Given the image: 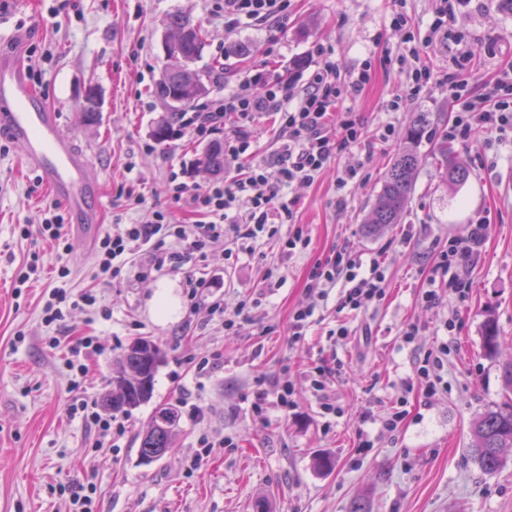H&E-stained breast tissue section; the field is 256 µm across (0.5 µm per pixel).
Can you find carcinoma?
Wrapping results in <instances>:
<instances>
[{"mask_svg": "<svg viewBox=\"0 0 512 512\" xmlns=\"http://www.w3.org/2000/svg\"><path fill=\"white\" fill-rule=\"evenodd\" d=\"M170 38H182L181 50L186 63L176 69L167 70L156 83L154 92L164 100L175 117L195 107V102L208 92L206 72L192 69L189 64L200 58L205 47L201 30L189 17L173 15L169 18ZM84 120L89 124L99 121L96 96L89 92L81 105ZM174 129L169 120L159 121L152 131L157 144L164 145L173 139ZM432 144L431 158L441 177L450 183L463 182L467 171L457 156L448 148V134L430 128L427 116L419 114L408 126L405 146L395 155L384 174L382 187L376 195L363 223L376 232L402 221L405 204L413 193L422 163L419 146L423 139ZM200 164L213 175L224 171V143L215 142L205 151ZM483 340L486 350L495 352L498 332L492 316H486L483 324ZM152 340L140 337L124 349L113 369L112 395L106 402L112 403V411L129 415L148 402L153 395L154 377L163 361L162 352H157L153 366H145L146 348L143 344ZM178 418L177 410L171 406L156 408L149 428L140 434V457L154 461L172 449L173 427ZM471 458L488 474L497 472L512 458V397L484 411L471 430V445L467 449Z\"/></svg>", "mask_w": 512, "mask_h": 512, "instance_id": "carcinoma-1", "label": "carcinoma"}]
</instances>
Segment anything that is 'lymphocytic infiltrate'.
<instances>
[{
	"label": "lymphocytic infiltrate",
	"instance_id": "1",
	"mask_svg": "<svg viewBox=\"0 0 512 512\" xmlns=\"http://www.w3.org/2000/svg\"><path fill=\"white\" fill-rule=\"evenodd\" d=\"M224 28H267L288 18L290 0H214ZM434 17L428 37L416 39L409 53L415 61L407 70L399 89L400 96L425 95L439 78L425 64L422 55L432 34L448 28L455 19L459 0H435ZM314 52L323 64L307 82L295 85L276 80L262 81L260 75L243 78L225 92L217 106L196 112L190 122L199 135L206 136L220 125L224 134V158L229 162L248 160L229 183L216 184L205 192L192 191L177 176H170L168 192L174 200L202 215L197 224H169L163 212L154 221L113 224L97 240L95 260L101 274L118 277L122 270L136 268L158 271L164 266H192L205 260L207 249H223L226 255H254L259 239L278 241L286 254L305 250L309 241L302 231L281 235L283 225L293 223L296 197L293 186L314 182L331 160L366 140L363 118L353 112L349 102L364 89L367 72L355 79L342 78L335 61L326 58L322 47ZM448 99L455 108L448 127L449 140L467 144L483 137L486 147H494L497 137L512 129V72L506 71L488 85L484 93L473 95L464 89L455 75H448ZM261 114L278 118V146L263 158H256L250 123ZM484 222H476L466 239L449 242L435 256L433 274L447 278L448 293L465 299L467 279L460 273L481 254L485 237ZM140 261H133V253ZM386 267L377 258L363 260L361 254L343 246L325 263L310 272L305 284V299L288 317V334L300 341L314 321L318 302L338 290L339 310L358 315L375 308L386 296ZM71 418L94 427L97 447L112 445L113 434L124 429L117 419L102 418L94 401L79 398L68 409Z\"/></svg>",
	"mask_w": 512,
	"mask_h": 512
}]
</instances>
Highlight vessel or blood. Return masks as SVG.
Listing matches in <instances>:
<instances>
[{
    "mask_svg": "<svg viewBox=\"0 0 512 512\" xmlns=\"http://www.w3.org/2000/svg\"><path fill=\"white\" fill-rule=\"evenodd\" d=\"M56 116V102L32 89L14 59L0 57V119L8 123L21 161L41 172L47 190L65 206L81 235L90 237L99 229V184Z\"/></svg>",
    "mask_w": 512,
    "mask_h": 512,
    "instance_id": "1",
    "label": "vessel or blood"
}]
</instances>
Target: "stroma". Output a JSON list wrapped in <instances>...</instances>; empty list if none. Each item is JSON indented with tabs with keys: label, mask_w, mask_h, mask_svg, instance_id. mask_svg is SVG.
<instances>
[{
	"label": "stroma",
	"mask_w": 512,
	"mask_h": 512,
	"mask_svg": "<svg viewBox=\"0 0 512 512\" xmlns=\"http://www.w3.org/2000/svg\"><path fill=\"white\" fill-rule=\"evenodd\" d=\"M55 3L0 0V56L14 57L28 81L57 101L62 131L102 181L103 225L146 221L157 210L168 223H196L197 213L170 199L169 176L184 170L186 182L200 192L214 181L198 164L209 142L192 128L168 145L153 143L152 131L168 112L152 88L171 65L163 39L173 14L201 25L206 45L194 67L211 76L223 71L226 85L258 72L304 83L319 63L313 54L318 45L343 75L369 68L370 79L351 106L371 127L390 118L396 133L392 141H374L366 179L351 180L345 191H337L336 175L357 161V149L333 159L312 185L295 186V222L309 240L302 253L288 256L268 246L261 258L244 255L233 263L216 252L199 264L207 282L200 296L223 300L224 318H236L238 302L260 287L265 268L284 279L240 333L228 335L224 318L191 312L188 269L104 281L96 276L93 244L72 239L67 254L45 240L21 239L19 226L37 228L53 200L40 172L21 163L0 126V512H67L63 486L69 481L93 485L98 512H350L361 496L370 512H512V461L487 474L464 452L473 422L502 400L504 368L512 363V135L492 149L480 140L458 146L468 177L455 188L441 180L429 143H422L424 159L402 223L377 234L363 223L414 117L426 113L432 127L443 129L455 115L443 85L417 100L403 98L399 112H385L404 79L401 57L409 49L392 19L404 12L412 31H426L433 0H293L283 27L231 33L213 16L211 0H70L54 15ZM454 30L472 43L475 60L456 67L457 37L445 45L432 40L429 56L441 71H458L470 91H483L512 64V11L501 0H467ZM299 57L306 67L293 68ZM226 85H211L210 99L221 98ZM90 88L100 102L95 125L86 124L79 110ZM481 217L488 228L478 262L465 271L468 298L448 297L443 285L442 302L426 305L421 295L437 249L465 238ZM346 243L364 258L384 259L385 299L351 322V336L338 345L329 337L341 318L338 295L330 293L319 321L292 342L288 314L303 301L308 274ZM33 253L38 271L15 292V275ZM64 264L71 274L61 279L57 271ZM59 285L76 294L95 289L97 307L72 309L60 327L45 326L43 296ZM489 313L501 341L492 356L482 336ZM448 319L458 328L448 339L444 383L427 398L410 388L414 363L439 343L438 329ZM409 323L419 327L412 347L401 341ZM51 335L63 345L97 337L99 351L79 390L70 386L63 345L47 346ZM139 337L153 340L164 354L153 397L125 417L116 449H95L94 430L67 408L76 395L102 402L112 390L118 356ZM201 357L212 363L203 376L193 364ZM334 357L347 373L331 379L328 390L345 413L329 420L310 379L313 367ZM281 379L291 383L293 407L282 409L271 399L255 413L256 382ZM185 393L199 405L198 419L181 417L172 451L142 463L139 433L156 406L178 404ZM402 397L408 414L401 428L381 432L377 417ZM366 411L372 421H362ZM204 434L215 446L201 457L197 440ZM366 439L374 446L364 452ZM323 456L331 459L330 469L318 467Z\"/></svg>",
	"instance_id": "stroma-1"
}]
</instances>
